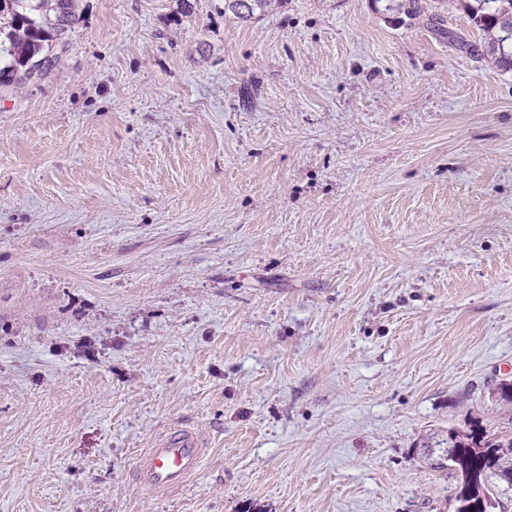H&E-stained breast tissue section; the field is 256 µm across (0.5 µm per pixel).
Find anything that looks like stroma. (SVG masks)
<instances>
[{"instance_id":"1","label":"stroma","mask_w":512,"mask_h":512,"mask_svg":"<svg viewBox=\"0 0 512 512\" xmlns=\"http://www.w3.org/2000/svg\"><path fill=\"white\" fill-rule=\"evenodd\" d=\"M387 5L79 0L0 97V512H454L424 436L512 425V71ZM284 0H224L225 15L232 14L242 22L263 19ZM208 449L195 430L174 427L155 438L151 448L137 458L136 482L148 491L186 485L198 475Z\"/></svg>"}]
</instances>
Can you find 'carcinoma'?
<instances>
[{"label":"carcinoma","instance_id":"obj_1","mask_svg":"<svg viewBox=\"0 0 512 512\" xmlns=\"http://www.w3.org/2000/svg\"><path fill=\"white\" fill-rule=\"evenodd\" d=\"M283 0H224V13L242 22L263 19ZM472 20L490 37L498 62L512 70V0H474ZM390 10L408 18L424 12L420 0H395ZM77 0H0V93L32 80L33 70L47 76L71 47L81 23ZM494 405L512 404V383L489 392ZM434 468L454 479L455 512H491L497 503L492 478L512 482V430L476 422L462 432L449 429L424 442Z\"/></svg>","mask_w":512,"mask_h":512}]
</instances>
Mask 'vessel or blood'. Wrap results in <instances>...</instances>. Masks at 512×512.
Returning <instances> with one entry per match:
<instances>
[{
    "label": "vessel or blood",
    "instance_id": "vessel-or-blood-1",
    "mask_svg": "<svg viewBox=\"0 0 512 512\" xmlns=\"http://www.w3.org/2000/svg\"><path fill=\"white\" fill-rule=\"evenodd\" d=\"M207 452L198 432L186 426L172 428L138 457L136 482L148 491L186 485L198 475Z\"/></svg>",
    "mask_w": 512,
    "mask_h": 512
}]
</instances>
